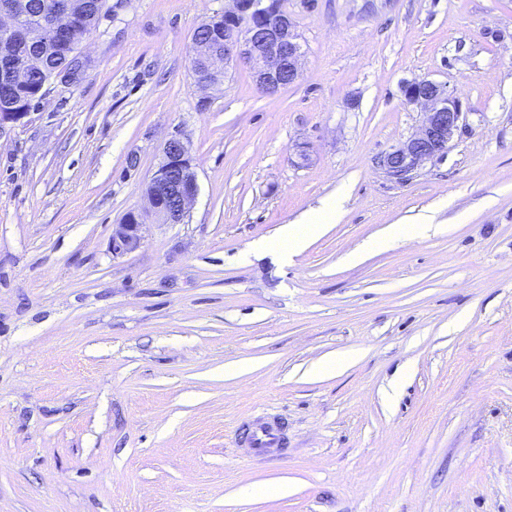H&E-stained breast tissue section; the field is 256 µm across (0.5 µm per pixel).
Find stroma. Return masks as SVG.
<instances>
[{
	"label": "stroma",
	"instance_id": "35a3bbf8",
	"mask_svg": "<svg viewBox=\"0 0 512 512\" xmlns=\"http://www.w3.org/2000/svg\"><path fill=\"white\" fill-rule=\"evenodd\" d=\"M108 3L83 79L0 139V512H512V0H282L305 55L273 94L244 63L194 84L232 0ZM419 79L466 121L399 184ZM175 132L189 214L113 257ZM334 196L303 251L256 252ZM252 426L253 429L246 440L256 453L266 454L281 448L284 444L282 426L275 418L256 420Z\"/></svg>",
	"mask_w": 512,
	"mask_h": 512
}]
</instances>
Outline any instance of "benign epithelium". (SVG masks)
<instances>
[{"instance_id": "obj_1", "label": "benign epithelium", "mask_w": 512, "mask_h": 512, "mask_svg": "<svg viewBox=\"0 0 512 512\" xmlns=\"http://www.w3.org/2000/svg\"><path fill=\"white\" fill-rule=\"evenodd\" d=\"M268 11L269 5L264 0H234V9L224 12V18L247 24V30L240 35L224 32V50L206 51L204 62L209 76L196 82L198 87L208 89L220 84L226 66L237 61L250 66L257 85L266 93H275L296 81L303 56L302 44L292 21L284 13L269 22H254V17ZM25 12V0L0 3L1 41L13 45L27 35L23 24ZM19 64L30 69L41 68L40 60L34 55L17 62L11 52L0 54V82L10 79L14 67ZM402 92L408 102L426 108V119L417 133L381 155L378 165L388 177L407 182L425 163L448 150L464 120V112L456 98L429 79L407 82L402 86ZM37 104L35 100L21 112H1L0 137L28 117ZM197 193L189 146L175 134L165 141L161 162L146 186L145 211H130L122 223L112 226V257H123L141 246L147 213L165 224L183 222Z\"/></svg>"}]
</instances>
